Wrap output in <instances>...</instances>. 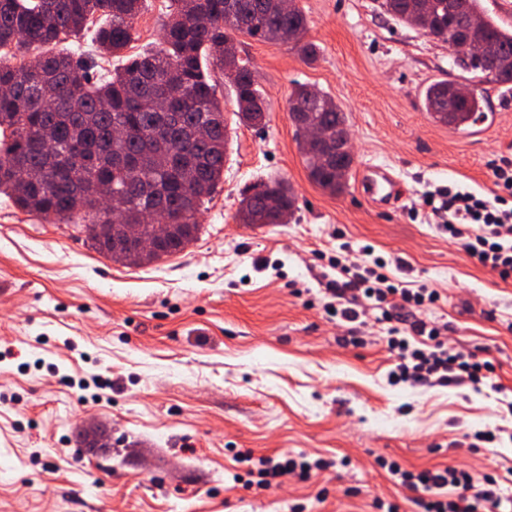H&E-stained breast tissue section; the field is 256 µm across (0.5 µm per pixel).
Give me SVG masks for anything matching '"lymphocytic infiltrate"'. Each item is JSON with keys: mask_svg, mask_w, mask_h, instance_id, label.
<instances>
[{"mask_svg": "<svg viewBox=\"0 0 512 512\" xmlns=\"http://www.w3.org/2000/svg\"><path fill=\"white\" fill-rule=\"evenodd\" d=\"M492 172L497 187L493 198L454 185L428 197L426 204L447 210L446 231L451 238L462 240L475 263L508 279L512 277V161H500ZM335 265L342 270L344 279L330 290V313L353 322L359 317L362 303L368 301L381 311L383 319L396 322L387 340L396 357V366L390 373L393 383H468L475 387L484 384L493 371L488 361L462 355L442 340L439 327L414 319L415 310L438 301L436 291L424 286H400L388 276L386 263L379 257L351 270L346 266L345 256L340 255ZM241 461L247 465L249 474L255 475L256 485L261 489L279 486L282 478L291 474L305 480L313 471L334 465L330 459L311 460L288 453L275 458L248 453L242 455ZM378 464L414 493V502L423 512H496L502 505L498 479L491 475L478 477L453 466L411 472L383 458ZM448 488L453 489V497L445 496Z\"/></svg>", "mask_w": 512, "mask_h": 512, "instance_id": "lymphocytic-infiltrate-1", "label": "lymphocytic infiltrate"}]
</instances>
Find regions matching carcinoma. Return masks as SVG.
Wrapping results in <instances>:
<instances>
[{"label":"carcinoma","instance_id":"obj_1","mask_svg":"<svg viewBox=\"0 0 512 512\" xmlns=\"http://www.w3.org/2000/svg\"><path fill=\"white\" fill-rule=\"evenodd\" d=\"M411 0H379L377 8L390 19L408 24ZM428 26L423 35L457 41L492 44L505 59H512V29L500 26L482 10L480 0H426ZM142 0H0V50L15 65L0 61V192L23 210L45 219L83 215L85 230L99 252L115 257L134 246L122 236L126 224H137L149 203L144 186L153 185L156 215L173 224L170 235L156 250L138 255L133 264H146L183 252L200 229L198 215L204 200L224 175L227 133L224 107L203 65L218 68L232 88L238 122L263 123L267 101L248 60L224 55V45L245 35L258 42L287 43L302 59L317 58L315 44L288 34L306 33L307 19L299 7L283 13L272 0H173L163 25L162 47L123 58L134 38ZM96 21L92 39L100 52L124 59L110 78L96 76L94 56H74L53 50L63 38L77 37ZM37 59L27 72L26 60ZM453 80L440 79L424 92L426 112L437 122L466 129L474 116L484 113V91L460 99ZM52 89L54 106L46 105L42 91ZM169 98L165 112L154 110L156 97ZM331 97L305 84L288 98L294 124L302 116L332 128L347 124ZM210 127L204 140L184 138L199 122ZM116 126L126 138L113 141ZM53 130L50 140L36 141L32 132ZM308 176L322 190L342 192L346 182L336 169L352 167L353 158L335 152L317 164L303 142H298ZM27 164L43 172L42 180L26 185L14 180L13 168ZM125 198L122 221L116 222L99 207L102 192ZM273 192L281 206L295 211L292 187L270 179L252 188L241 202L237 219L242 224H276L265 194Z\"/></svg>","mask_w":512,"mask_h":512}]
</instances>
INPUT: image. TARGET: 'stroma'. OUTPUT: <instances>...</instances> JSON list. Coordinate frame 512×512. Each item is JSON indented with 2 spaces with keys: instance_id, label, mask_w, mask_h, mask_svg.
<instances>
[{
  "instance_id": "stroma-1",
  "label": "stroma",
  "mask_w": 512,
  "mask_h": 512,
  "mask_svg": "<svg viewBox=\"0 0 512 512\" xmlns=\"http://www.w3.org/2000/svg\"><path fill=\"white\" fill-rule=\"evenodd\" d=\"M137 54L159 47L169 0H145ZM318 58L241 37L268 102L258 130L239 124L220 87L228 145L224 179L182 253L129 266L98 252L84 221H46L0 194V512H420L377 463L411 471L451 465L501 477L512 492V278L473 263L426 197L456 183L484 197L492 167L512 159V94L488 85V108L464 131L436 123L422 89L470 73L447 44L389 20L374 0H297ZM329 94L346 113L354 162L343 194L308 177L288 112L295 85ZM399 182L391 207L359 193L362 171ZM282 178L297 209L285 224H241L253 183ZM368 245L388 275L437 289L418 311L451 342L489 360L491 384L389 383L388 323L363 305L358 345H340L325 312L341 247ZM107 425L108 448L82 454L75 433ZM505 427L478 448L464 435ZM333 457L336 467L280 487H247L241 452Z\"/></svg>"
}]
</instances>
